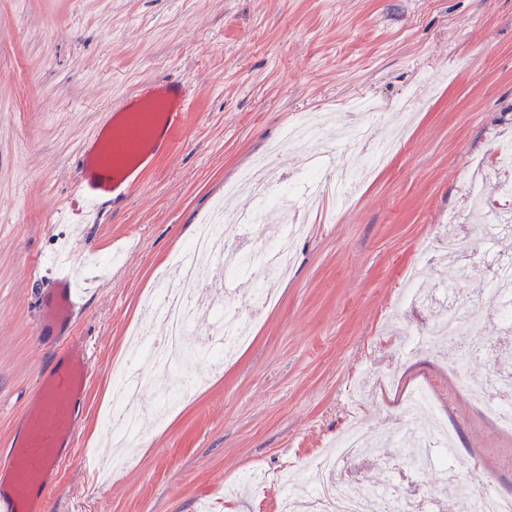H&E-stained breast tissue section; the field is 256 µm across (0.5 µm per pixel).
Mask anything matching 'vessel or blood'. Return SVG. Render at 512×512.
I'll use <instances>...</instances> for the list:
<instances>
[{
  "label": "vessel or blood",
  "mask_w": 512,
  "mask_h": 512,
  "mask_svg": "<svg viewBox=\"0 0 512 512\" xmlns=\"http://www.w3.org/2000/svg\"><path fill=\"white\" fill-rule=\"evenodd\" d=\"M191 106L184 84L158 82L109 112L81 151L75 185L83 201L79 223H97L104 198L136 187L160 158L184 145ZM78 296L70 269L55 266L52 286L41 302V329L70 324ZM91 377L82 341L71 338L62 362L42 376L8 453L0 455V512H37L33 493L45 488L59 470L61 450L73 442L76 405Z\"/></svg>",
  "instance_id": "1"
}]
</instances>
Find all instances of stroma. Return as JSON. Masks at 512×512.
Instances as JSON below:
<instances>
[{
	"label": "stroma",
	"mask_w": 512,
	"mask_h": 512,
	"mask_svg": "<svg viewBox=\"0 0 512 512\" xmlns=\"http://www.w3.org/2000/svg\"><path fill=\"white\" fill-rule=\"evenodd\" d=\"M176 74L193 90L187 145L159 160L139 191L105 200L98 223L59 224L83 142L114 105ZM369 98L376 114L351 111ZM307 114L330 115L398 151L295 245L287 278L230 277L240 296L275 301L250 342L153 418L138 399L145 440L113 472L101 416L120 407L115 380L127 361L166 390L169 373L130 359V329L160 331L142 316L143 294L192 239L214 204L226 216L259 200L228 195L234 181ZM512 138V0H0V454L10 446L40 377L62 355L35 331L47 278L25 258L53 266L88 253L82 305L65 333L82 337L92 383L75 439L42 512H271L286 495L307 499V470L353 422L368 440L393 432L406 396L423 386L455 437L459 473L480 466L512 495V431L487 417L461 377H489L495 362L461 363L455 345L422 347L435 308L403 293L413 264L439 295L455 283L465 312L481 314L491 258H512V233L487 234L461 203L469 163L493 159ZM459 264L443 261L447 237ZM249 471L265 482L225 504Z\"/></svg>",
	"instance_id": "obj_1"
}]
</instances>
